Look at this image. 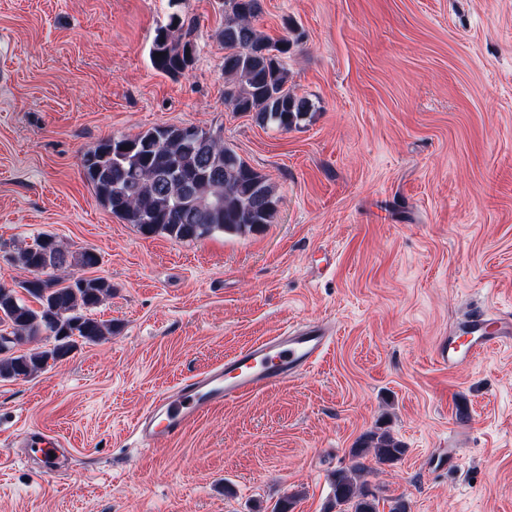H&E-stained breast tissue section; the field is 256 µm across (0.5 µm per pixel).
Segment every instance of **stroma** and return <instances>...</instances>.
<instances>
[{
	"mask_svg": "<svg viewBox=\"0 0 512 512\" xmlns=\"http://www.w3.org/2000/svg\"><path fill=\"white\" fill-rule=\"evenodd\" d=\"M175 11L196 55L171 76L149 49ZM223 20L224 0H0V283L29 279L12 258L39 235L93 250L70 273L111 283L93 315L114 328L0 380V512H329L377 430L406 449L368 476L382 512H512V346L435 357L469 313L512 314V0H262L311 104L287 131L225 106ZM158 125L220 132L273 184V222L178 241L102 207L83 153ZM302 321L336 331L312 371L140 448L156 393ZM30 431L63 439L61 475ZM24 446L28 455L39 459L44 464V472L52 474L53 465L58 460L63 446L61 440L45 435L32 436L25 441ZM51 454H54V457H51Z\"/></svg>",
	"mask_w": 512,
	"mask_h": 512,
	"instance_id": "35a3bbf8",
	"label": "stroma"
}]
</instances>
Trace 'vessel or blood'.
<instances>
[{"label": "vessel or blood", "mask_w": 512, "mask_h": 512, "mask_svg": "<svg viewBox=\"0 0 512 512\" xmlns=\"http://www.w3.org/2000/svg\"><path fill=\"white\" fill-rule=\"evenodd\" d=\"M511 341L512 319L500 318L491 325L484 314L473 313L461 321L458 333L440 341L437 361L448 367L458 366L499 343ZM331 344L329 331L318 324L291 326L257 340L225 358L223 364L184 378L172 390L157 394L137 417L132 431L144 448L161 438H176L217 406L309 372ZM61 447L60 439L45 435L29 437L25 442L27 454L48 469L53 467Z\"/></svg>", "instance_id": "vessel-or-blood-1"}]
</instances>
